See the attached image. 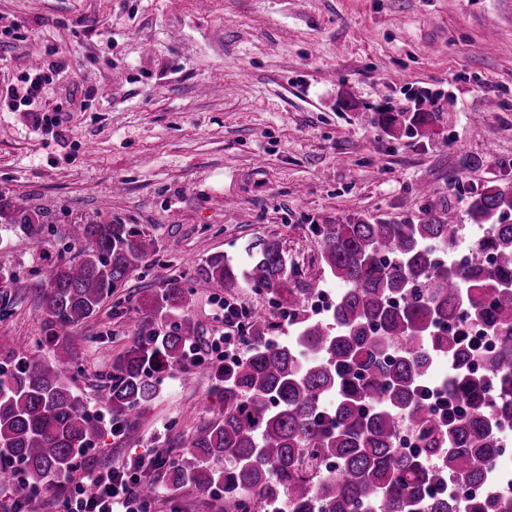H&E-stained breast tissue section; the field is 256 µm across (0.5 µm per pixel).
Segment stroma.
Segmentation results:
<instances>
[{"instance_id":"stroma-1","label":"stroma","mask_w":512,"mask_h":512,"mask_svg":"<svg viewBox=\"0 0 512 512\" xmlns=\"http://www.w3.org/2000/svg\"><path fill=\"white\" fill-rule=\"evenodd\" d=\"M22 39L0 60V87L61 54L65 79L44 89L100 96L54 132L33 114L0 111V194L41 212L43 244L0 227V267L16 274L0 319V365L43 359L35 280L77 249L73 224H123L157 253L79 330L74 379L88 410L110 384L142 291L192 287L216 253L241 261L253 239L281 241L302 277L319 274L315 228L363 216L420 221L431 201L462 224L475 192L512 186V0H0V26ZM222 74L225 90L199 86ZM431 93L440 121L392 137L386 106L414 110ZM223 288L196 294L190 315L209 350ZM224 409L210 377L160 392L129 435L107 437L120 463L147 448L181 454Z\"/></svg>"}]
</instances>
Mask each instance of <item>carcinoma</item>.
I'll use <instances>...</instances> for the list:
<instances>
[{"label": "carcinoma", "mask_w": 512, "mask_h": 512, "mask_svg": "<svg viewBox=\"0 0 512 512\" xmlns=\"http://www.w3.org/2000/svg\"><path fill=\"white\" fill-rule=\"evenodd\" d=\"M434 113H376L386 133H425ZM485 229L463 263L455 261V214L444 206L418 223L350 218L318 233L322 273L343 285L326 319L308 315L320 286L288 264L275 239L248 244L249 261L206 259L195 287L166 283L135 306V331L112 362V384L92 415L73 386V355L87 340L78 328L156 253V240L123 224H72L76 260H62L41 282L43 324L54 358H17L0 371V490L17 473L53 487L69 475L78 450L110 427L128 433L153 402L155 374L179 371L183 385L208 373L221 383L224 414L199 430L186 451L162 460L140 486L188 485L222 494L214 512H512L500 466V427L512 423V189L486 186L469 206ZM31 239L45 225L0 195V218ZM220 286L233 298L247 288L288 307L292 338L270 340L274 323L245 314L249 352L212 368L188 367L199 339L191 296ZM480 324L494 344L480 359L460 342ZM448 360V399L467 405L439 417L423 398L437 360ZM409 429L416 452L397 446ZM449 482L452 488L441 489Z\"/></svg>", "instance_id": "cac0c4a2"}]
</instances>
